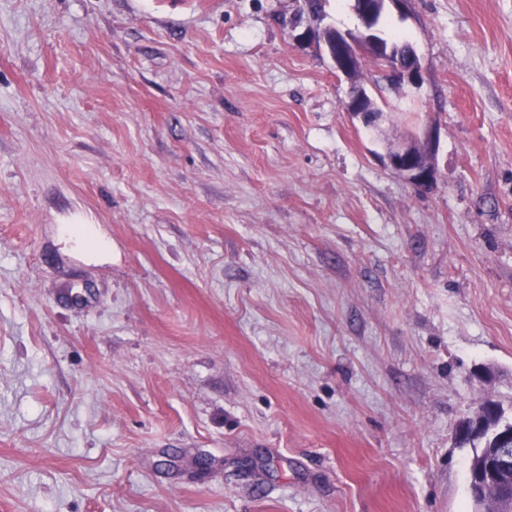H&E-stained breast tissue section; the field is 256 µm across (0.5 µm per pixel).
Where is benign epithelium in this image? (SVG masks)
<instances>
[{
  "instance_id": "obj_1",
  "label": "benign epithelium",
  "mask_w": 512,
  "mask_h": 512,
  "mask_svg": "<svg viewBox=\"0 0 512 512\" xmlns=\"http://www.w3.org/2000/svg\"><path fill=\"white\" fill-rule=\"evenodd\" d=\"M385 0H355V9L366 24V34L361 41L351 43L341 33H336L335 48L328 50L336 70L346 78L355 76L360 61L368 56L374 61L388 64L393 79L399 83L416 84L421 78V63L413 47L408 43L395 45L372 25L376 13L383 12ZM363 93L356 87L346 104L348 114L360 121L370 132H379L389 120V113L375 106L368 112L351 108L352 101ZM436 139L430 130L424 133L422 142H399L391 145L385 155L386 165L402 175L414 187L424 189L436 179L434 156ZM494 410V401L488 400L464 418V424L474 429L483 427L488 413ZM485 459L475 463V473L480 478L476 497L485 503L484 512H512V447L485 448Z\"/></svg>"
}]
</instances>
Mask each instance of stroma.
Returning <instances> with one entry per match:
<instances>
[{"label": "stroma", "mask_w": 512, "mask_h": 512, "mask_svg": "<svg viewBox=\"0 0 512 512\" xmlns=\"http://www.w3.org/2000/svg\"><path fill=\"white\" fill-rule=\"evenodd\" d=\"M0 0V512H473L512 409V0ZM362 86L391 120L349 119ZM434 129V184L384 162ZM385 1L387 0H355V9L366 24V34L360 43L352 44L338 31L334 50L328 42L323 40V43L336 70L348 79L352 80L355 76L361 59L369 56L373 61L388 64V70L395 81L416 84L421 78V63L416 51L408 43L397 46L388 41L383 33L372 25L376 13L383 12ZM376 63L387 68L385 63ZM365 89L362 87H355L346 104V111L354 118H357L362 126L369 132H379L385 122L389 120V113L384 112L379 107L375 106L368 112H361L351 108L355 98L363 93Z\"/></svg>", "instance_id": "stroma-1"}]
</instances>
